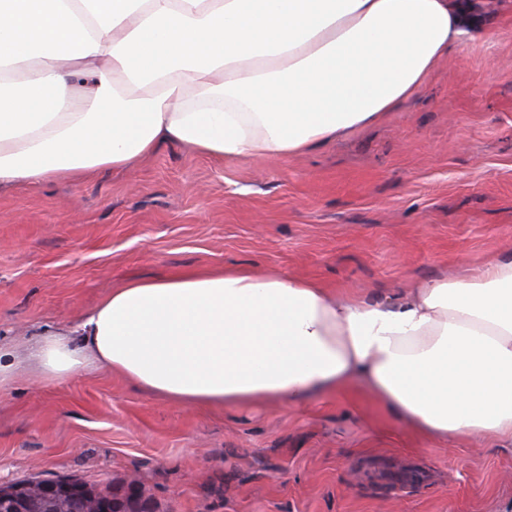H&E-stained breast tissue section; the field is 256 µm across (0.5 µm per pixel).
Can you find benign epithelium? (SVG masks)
Segmentation results:
<instances>
[{
    "label": "benign epithelium",
    "mask_w": 512,
    "mask_h": 512,
    "mask_svg": "<svg viewBox=\"0 0 512 512\" xmlns=\"http://www.w3.org/2000/svg\"><path fill=\"white\" fill-rule=\"evenodd\" d=\"M0 512H154L149 502L106 497L73 480L0 484Z\"/></svg>",
    "instance_id": "7a95c632"
}]
</instances>
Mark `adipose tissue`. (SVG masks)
Here are the masks:
<instances>
[{
  "mask_svg": "<svg viewBox=\"0 0 512 512\" xmlns=\"http://www.w3.org/2000/svg\"><path fill=\"white\" fill-rule=\"evenodd\" d=\"M460 0H0V189L126 170L164 144L277 162L379 122L460 42ZM181 407L291 406L358 382L422 433L512 442V254L462 280L344 297L282 273L131 280L24 353Z\"/></svg>",
  "mask_w": 512,
  "mask_h": 512,
  "instance_id": "obj_1",
  "label": "adipose tissue"
}]
</instances>
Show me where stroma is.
I'll return each instance as SVG.
<instances>
[{
	"mask_svg": "<svg viewBox=\"0 0 512 512\" xmlns=\"http://www.w3.org/2000/svg\"><path fill=\"white\" fill-rule=\"evenodd\" d=\"M508 29L453 47L374 125L274 164L166 145L123 172L0 191V343L24 349L130 279L248 268L391 297L512 253ZM136 489L157 512H512V444L451 446L353 384L285 408L187 409L94 373L0 392V482Z\"/></svg>",
	"mask_w": 512,
	"mask_h": 512,
	"instance_id": "1",
	"label": "stroma"
}]
</instances>
